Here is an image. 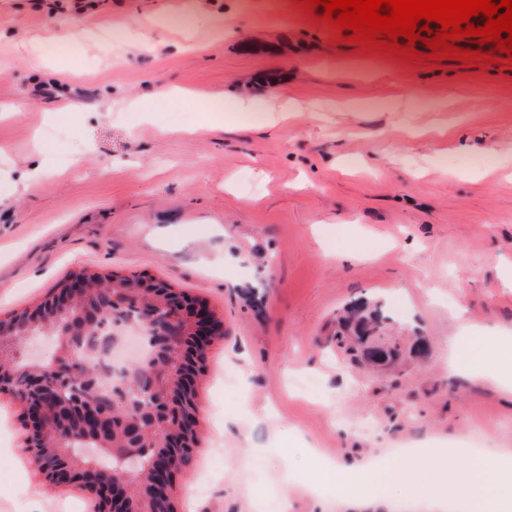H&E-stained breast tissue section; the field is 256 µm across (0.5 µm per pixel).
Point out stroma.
I'll list each match as a JSON object with an SVG mask.
<instances>
[{
  "instance_id": "obj_1",
  "label": "stroma",
  "mask_w": 512,
  "mask_h": 512,
  "mask_svg": "<svg viewBox=\"0 0 512 512\" xmlns=\"http://www.w3.org/2000/svg\"><path fill=\"white\" fill-rule=\"evenodd\" d=\"M75 2L0 0V178L18 184L0 199V318L84 268L223 318L178 512H273L286 483L288 512H347L318 466L512 449V392L448 368L454 336L512 335V66L400 61L303 0ZM239 92L300 111L271 131ZM356 302L385 316L394 365L337 350ZM27 436L0 393V512H93L80 487H47Z\"/></svg>"
}]
</instances>
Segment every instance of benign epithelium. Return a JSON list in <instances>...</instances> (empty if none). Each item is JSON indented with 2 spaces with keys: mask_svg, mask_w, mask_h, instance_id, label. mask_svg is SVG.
<instances>
[{
  "mask_svg": "<svg viewBox=\"0 0 512 512\" xmlns=\"http://www.w3.org/2000/svg\"><path fill=\"white\" fill-rule=\"evenodd\" d=\"M94 270L72 273L49 297L22 315L0 319V337L30 330L64 312L81 307V320L57 332L59 348L54 382L41 370L28 372L21 391L23 421L30 430L28 452L52 487L80 482L101 502L102 512H174V462L195 443V413L182 403V388L194 382L200 353L224 335V321L203 300L180 294L148 276L112 282L104 299L88 304ZM137 326L148 338L141 364L155 379L133 388L130 376L106 383L100 360L85 353L81 388L68 401L59 390L72 382L67 344L75 336L117 335V329ZM72 443L93 440L111 454L115 466H89L75 449L62 448L58 438Z\"/></svg>",
  "mask_w": 512,
  "mask_h": 512,
  "instance_id": "1",
  "label": "benign epithelium"
}]
</instances>
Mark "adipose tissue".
Wrapping results in <instances>:
<instances>
[{"mask_svg": "<svg viewBox=\"0 0 512 512\" xmlns=\"http://www.w3.org/2000/svg\"><path fill=\"white\" fill-rule=\"evenodd\" d=\"M454 357L463 372L482 371L492 361L499 384L512 390V336L457 337ZM322 482L355 507L384 504L399 483L410 502L427 504L431 512H446L458 499L468 501L471 512H512V454L495 448L463 462L457 452H440L428 467L409 454L371 474L342 464L326 470Z\"/></svg>", "mask_w": 512, "mask_h": 512, "instance_id": "adipose-tissue-1", "label": "adipose tissue"}]
</instances>
